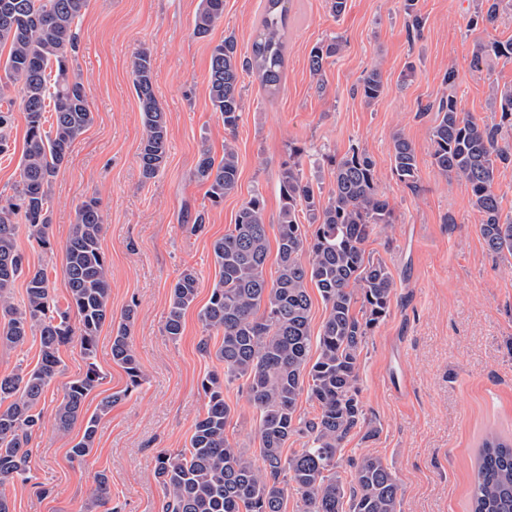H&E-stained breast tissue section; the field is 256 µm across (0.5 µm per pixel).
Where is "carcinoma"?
Returning a JSON list of instances; mask_svg holds the SVG:
<instances>
[{
    "label": "carcinoma",
    "instance_id": "carcinoma-1",
    "mask_svg": "<svg viewBox=\"0 0 512 512\" xmlns=\"http://www.w3.org/2000/svg\"><path fill=\"white\" fill-rule=\"evenodd\" d=\"M287 0H266L251 54L241 56L237 42L226 37L210 53L209 101L224 129L235 133L241 117V76L256 73L261 87L275 92L284 66ZM417 0H405L407 26L417 32L424 18ZM504 0H481L479 20L493 23ZM87 0H0V49L8 48L3 64L7 81L0 82V153L9 150L7 131L14 122L9 85L22 86L21 109L26 121L25 146L15 195L0 203V345L19 346L37 332L40 353L26 373L0 375V482L29 473V438L43 424L39 409L45 389L59 372L60 347L76 340L85 359V374L66 388L56 410L63 429L82 421V435L70 448L73 459L88 456L98 425L112 404L127 396L115 393L86 415L84 404L101 380L94 359L100 329L112 326V360L134 386L142 373L130 346L135 310L126 308L119 320L109 308V272L101 239L104 215L95 198L76 209L67 238L63 272L70 302L60 310L48 276L30 267L16 242L20 224L41 241L51 226L49 190L74 141L91 124L89 91L70 75L76 52L75 28ZM224 15V0H201L194 34L205 38ZM340 50L332 38L309 54L311 73L320 75L327 60ZM512 59V39L480 46L474 57ZM133 88L144 135L138 158L142 177L154 178L168 151L166 112L155 93L156 72L150 54L141 50L132 60ZM383 90L380 71L370 70L360 84L366 103ZM492 106L500 123L488 125L463 112L452 94L441 100L431 133L432 165L445 177L454 175L470 189L481 215L480 234L489 251L512 256V217L502 215L496 192V171L512 164V144L502 142V129H512V88H494ZM392 172L412 191L418 190L416 151L401 133L392 138ZM195 177L208 185L218 204L235 192L239 181L238 154L232 142L224 154L201 152ZM281 208L276 277L265 268L270 251L265 203L255 194L242 203L233 227L212 244L218 280L199 318L206 330L222 333L215 352L224 364V378L212 375L202 384L205 410L193 427L189 447L158 455L155 476L167 501L165 512H283L288 491L300 496L303 512H401L399 485L379 457L361 459L349 483L338 472L337 453L350 433L366 428L360 399L359 365L368 332L388 313L395 283L387 267L365 253L364 244L380 226L393 222V209L377 191L375 162L364 151L352 150L333 160V180L327 201L304 177L301 164L290 160L279 176ZM312 231H307V227ZM26 281V302L18 308L10 291L19 278ZM316 288L327 316L317 334L310 328V288ZM196 271L186 269L171 287L165 332L182 334L183 318L195 303ZM75 313L78 324L70 320ZM317 351L310 362L311 351ZM242 381L256 413L261 464L232 447L224 436L231 407L224 387ZM316 405L311 418L297 415L301 395ZM303 434L304 447L283 456L288 438ZM112 503V477L99 474L87 509ZM471 512H512V438L490 435L479 450L471 491Z\"/></svg>",
    "mask_w": 512,
    "mask_h": 512
}]
</instances>
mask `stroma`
<instances>
[{
	"mask_svg": "<svg viewBox=\"0 0 512 512\" xmlns=\"http://www.w3.org/2000/svg\"><path fill=\"white\" fill-rule=\"evenodd\" d=\"M200 0H88L76 28L74 70L89 90L93 122L73 143L50 188L48 244L19 226L17 243L30 266L47 270L59 306L69 301L63 249L75 212L97 198L105 220L101 239L109 268L113 316L135 307L130 342L142 378L131 386L112 359V328L98 335L95 363L103 376L87 397L96 412L107 396L126 398L102 416L87 457L69 451L81 425L59 428L55 409L69 383L87 369L78 343L59 350L60 371L41 402L42 428L33 434L28 481L0 484L11 512H84L99 473L112 478L120 512H163L165 494L155 478L160 452L187 447L207 399L202 382L224 366L204 353L218 347L199 311L216 281L212 244L233 224L254 194L265 201L270 239L278 237L279 175L292 149L304 174L329 189L330 157L351 148L369 153L378 189L394 222L365 245L395 281L387 316L374 327L360 356V398L377 434L353 431L339 454L350 478L363 455L381 457L401 488V512H468L474 455L490 433L512 436V257L490 254L479 232L481 217L463 180L446 178L431 163L428 111L452 95L485 123L499 121L488 96L512 87V60L473 59L480 44L512 38V9L495 23L475 22L481 0H417L424 27L409 31L402 0H345L333 14L329 0H289L284 77L267 94L255 75L242 77V112L235 133L240 178L236 193L212 203L195 176L201 150L224 152V124L208 98L210 50L234 36L239 54L251 53L266 0H224V16L208 37L193 33ZM332 38L342 48L321 75L309 70L311 49ZM150 53L156 95L167 115L168 154L151 180L141 175L143 136L131 60ZM379 69L384 92L365 103L358 88ZM457 75L448 85V71ZM402 133L413 145L419 189L410 191L391 170V142ZM26 122L16 114L10 150L0 155V198L15 193ZM202 231H193L197 215ZM200 278L181 336L164 331L171 287L185 269ZM231 407L229 443L258 456L254 409L241 384L224 391Z\"/></svg>",
	"mask_w": 512,
	"mask_h": 512,
	"instance_id": "1",
	"label": "stroma"
}]
</instances>
